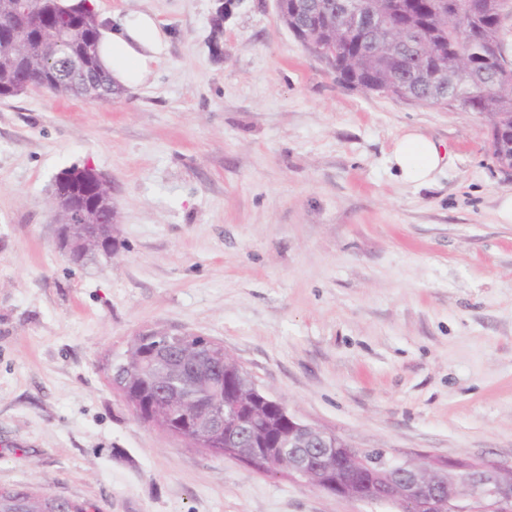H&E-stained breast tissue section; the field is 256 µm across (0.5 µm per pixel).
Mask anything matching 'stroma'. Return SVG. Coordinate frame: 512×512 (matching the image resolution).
Returning <instances> with one entry per match:
<instances>
[{
    "instance_id": "1",
    "label": "stroma",
    "mask_w": 512,
    "mask_h": 512,
    "mask_svg": "<svg viewBox=\"0 0 512 512\" xmlns=\"http://www.w3.org/2000/svg\"><path fill=\"white\" fill-rule=\"evenodd\" d=\"M155 15L168 40L109 103L0 99V485L89 512H393L162 434L108 383L138 332L223 344L264 393L359 449L512 468V179L476 112L337 83L241 0H91ZM445 143L427 187L394 139ZM112 183L121 243L77 267L55 245L56 177ZM218 2L221 4L219 7V11L224 12V14L215 10V13H214V15L212 17V21H211L212 35H211V41H210L211 53H212V56L216 59H219L221 54L216 53V51L214 50V46L216 44H220V39L224 34V21L227 20L231 16V14L233 12V7L235 6V4L238 1L237 0H218Z\"/></svg>"
}]
</instances>
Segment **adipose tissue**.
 Here are the masks:
<instances>
[{
    "label": "adipose tissue",
    "mask_w": 512,
    "mask_h": 512,
    "mask_svg": "<svg viewBox=\"0 0 512 512\" xmlns=\"http://www.w3.org/2000/svg\"><path fill=\"white\" fill-rule=\"evenodd\" d=\"M166 40L153 17L145 12H131L105 25L99 40V58L115 82L139 85L156 63ZM450 161L447 150L416 128H409L394 142L391 162L401 180L426 185Z\"/></svg>",
    "instance_id": "ef3b65f1"
}]
</instances>
